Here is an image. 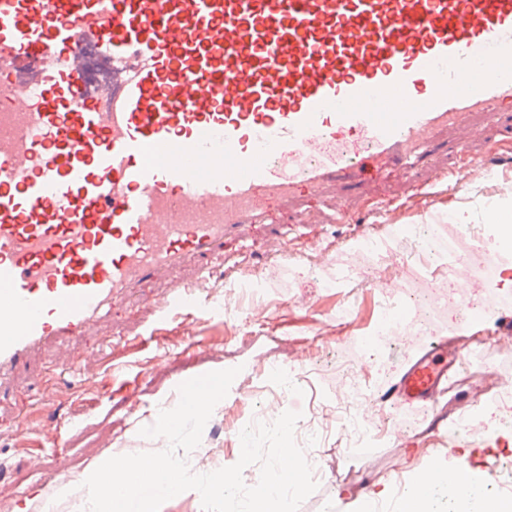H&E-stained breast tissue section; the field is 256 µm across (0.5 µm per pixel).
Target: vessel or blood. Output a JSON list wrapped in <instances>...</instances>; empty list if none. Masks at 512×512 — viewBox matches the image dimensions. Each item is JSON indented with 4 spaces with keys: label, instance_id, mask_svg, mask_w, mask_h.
Returning a JSON list of instances; mask_svg holds the SVG:
<instances>
[{
    "label": "vessel or blood",
    "instance_id": "vessel-or-blood-1",
    "mask_svg": "<svg viewBox=\"0 0 512 512\" xmlns=\"http://www.w3.org/2000/svg\"><path fill=\"white\" fill-rule=\"evenodd\" d=\"M89 43L112 67L94 92ZM511 114L512 0H0V386L244 242L268 203L315 249L352 190L420 195L410 175L442 147L449 182L482 174ZM145 304L200 300L177 282ZM446 371L419 351L383 397L428 409ZM462 473L433 464L414 489Z\"/></svg>",
    "mask_w": 512,
    "mask_h": 512
}]
</instances>
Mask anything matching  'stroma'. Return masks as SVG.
I'll return each mask as SVG.
<instances>
[{"label":"stroma","instance_id":"stroma-1","mask_svg":"<svg viewBox=\"0 0 512 512\" xmlns=\"http://www.w3.org/2000/svg\"><path fill=\"white\" fill-rule=\"evenodd\" d=\"M500 193L512 195V142L500 146L484 179L438 187L432 196L401 207L388 226H381L363 204H355L351 223L324 225L320 255L308 250L299 237L279 247L273 236L293 226L294 217L272 211L270 223L249 229L253 248L234 263L216 266L202 283L200 312L187 310L159 322L134 305L116 308L111 323L98 324L71 341V351L95 350L99 361L113 362V369L90 361L75 372L64 365L60 346L39 348L21 376L27 394L18 397L12 389L0 390V419L24 412L35 419L59 421L62 451L74 479L64 488L51 482L47 472L33 469L29 452L43 443V435L21 437L5 428L0 430V501L13 506L24 497L28 512H42L44 500L51 498L66 510L85 479L110 457L165 449L166 439L146 438L139 431L155 423L158 404L176 399L178 386L190 378L239 370L227 401L216 405L200 443L204 449L223 446V463L230 466L240 453L234 435L224 432V413L253 403L257 390L270 384L256 371L255 360L268 358L293 372L298 387L284 407L307 419L319 408L335 404L342 363L362 371L379 393L395 381L401 358L411 355L413 347L441 336L462 341L480 337V349L468 355L432 410L396 416L388 404H380L390 424L416 433L414 443L397 446L391 433L384 432L351 448L342 426L323 433L317 488L299 512H362L368 499L393 512L400 503L399 483L447 451L438 444L432 454L424 452L427 439L422 431L432 416H447L477 387L484 397L469 401L471 416L492 419L488 396L498 388L512 389V354L502 353L493 336L496 327L512 317V291L499 287L512 272V246L500 247L494 273L476 272L471 296L480 300L481 310L475 319L464 313L463 300L449 296L447 266L429 264L423 250L400 244L401 233L409 225L437 224L459 250L471 251L473 241L464 226L488 223L486 202ZM371 237L395 240L399 246L354 260L353 251ZM275 251L280 254L278 275L264 286L261 312L242 307L239 288L261 273L268 254ZM346 267L352 270L350 278L340 287H328V280ZM387 271L404 282L400 296L406 301L407 330L381 353L358 350L357 340L370 331L379 313L378 284ZM47 383L53 386L48 393L43 390Z\"/></svg>","mask_w":512,"mask_h":512}]
</instances>
